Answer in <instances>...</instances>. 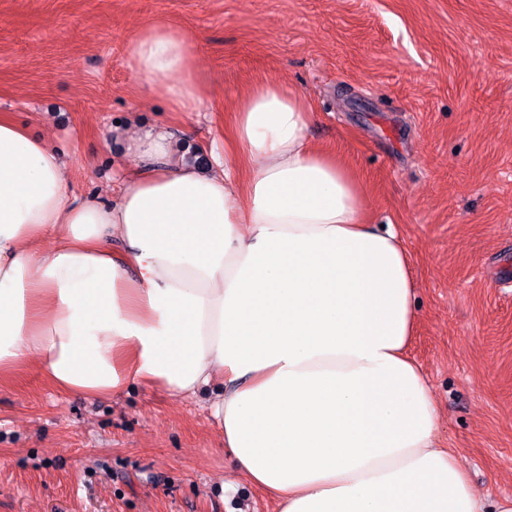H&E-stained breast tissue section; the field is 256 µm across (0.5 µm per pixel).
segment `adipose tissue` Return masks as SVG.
I'll return each instance as SVG.
<instances>
[{
	"label": "adipose tissue",
	"instance_id": "obj_1",
	"mask_svg": "<svg viewBox=\"0 0 512 512\" xmlns=\"http://www.w3.org/2000/svg\"><path fill=\"white\" fill-rule=\"evenodd\" d=\"M126 52L170 111L205 105L184 33L154 22ZM312 118L296 89L252 86L207 175L164 129L116 131L136 167L106 203L72 199L56 150L0 114V383L181 398L219 379L210 417L280 512H512L437 447L408 250Z\"/></svg>",
	"mask_w": 512,
	"mask_h": 512
}]
</instances>
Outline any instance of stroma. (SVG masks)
Here are the masks:
<instances>
[{
    "mask_svg": "<svg viewBox=\"0 0 512 512\" xmlns=\"http://www.w3.org/2000/svg\"><path fill=\"white\" fill-rule=\"evenodd\" d=\"M184 32L209 95L187 116L148 99L127 45ZM308 100V134L361 175L373 224H395L414 271L410 347L488 499L512 497V0H0V114L58 150L73 193L116 201L134 161L115 125L169 126L200 173L253 84ZM133 384L61 394L36 370L0 385V512H277L236 473L208 419Z\"/></svg>",
    "mask_w": 512,
    "mask_h": 512,
    "instance_id": "stroma-1",
    "label": "stroma"
}]
</instances>
